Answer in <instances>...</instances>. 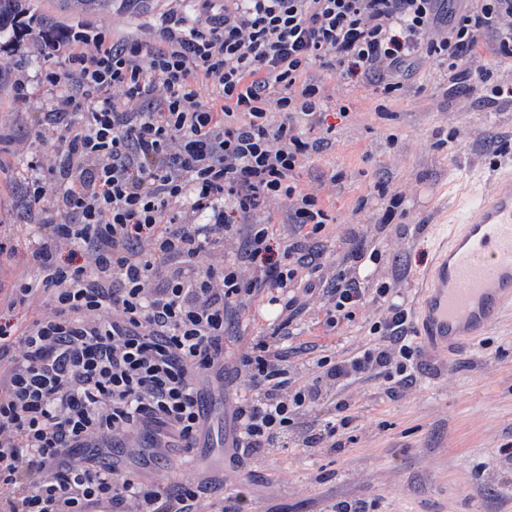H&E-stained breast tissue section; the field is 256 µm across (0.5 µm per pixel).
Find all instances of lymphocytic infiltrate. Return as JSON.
<instances>
[{"label": "lymphocytic infiltrate", "instance_id": "lymphocytic-infiltrate-1", "mask_svg": "<svg viewBox=\"0 0 512 512\" xmlns=\"http://www.w3.org/2000/svg\"><path fill=\"white\" fill-rule=\"evenodd\" d=\"M464 2L443 33L441 0H195L165 14L155 46L69 34L40 73L56 95L38 132L54 159L26 165L41 218L6 301L38 308L21 323L0 315V512H202L191 480L145 482L107 456L134 432L149 461L193 447L206 396L224 387L228 330L255 297L291 317L322 289L326 329L354 319L371 292L353 271L381 254L353 236L328 279L312 251L330 216L295 180L327 123L308 72L391 94L420 58L452 80L472 59L475 89L511 100L512 71L477 59L491 37L512 61V0ZM278 199L293 227L279 248L266 218ZM372 294L385 307L348 356L295 363L272 335L238 357L240 455L341 450L348 386L379 376L396 398L416 382L411 311L390 284Z\"/></svg>", "mask_w": 512, "mask_h": 512}]
</instances>
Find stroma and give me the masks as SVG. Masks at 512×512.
Returning a JSON list of instances; mask_svg holds the SVG:
<instances>
[{
    "instance_id": "stroma-1",
    "label": "stroma",
    "mask_w": 512,
    "mask_h": 512,
    "mask_svg": "<svg viewBox=\"0 0 512 512\" xmlns=\"http://www.w3.org/2000/svg\"><path fill=\"white\" fill-rule=\"evenodd\" d=\"M170 0L146 13L113 9L67 18V26L156 41L159 18ZM38 28L0 41V229L27 238L37 216L25 205L23 169L32 156L53 148L34 137L39 113L51 93L37 82L44 60L36 51ZM26 75L30 95L18 100L15 82ZM324 90L331 134L321 140L297 173V183L317 195L332 217L318 240L326 260L342 258L352 234L382 253L370 266V287L392 283L413 303L414 282L433 260L436 227L455 200L478 180L489 181L512 165V110L491 108L470 82L440 79L432 61H419L405 80V92L382 94L370 81L349 82L336 72L312 67ZM346 104L347 117L336 114ZM447 147H439V140ZM399 215L380 218L391 198ZM305 307L284 340L288 358L351 354L369 337L382 311L368 299L354 320L336 334L321 326L324 300L305 297ZM384 381L368 377L346 390L357 417L351 440L338 452L282 448L245 461L236 477L222 475L228 413L242 390L229 378L208 402V432L182 464V453L164 462L174 472L211 484L225 503L245 512H329L339 500L365 503L369 512H512V460L499 454L512 440V314L439 368H422L415 386L389 399Z\"/></svg>"
}]
</instances>
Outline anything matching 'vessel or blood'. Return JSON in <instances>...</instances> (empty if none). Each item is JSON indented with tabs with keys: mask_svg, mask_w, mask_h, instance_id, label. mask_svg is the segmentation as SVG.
<instances>
[{
	"mask_svg": "<svg viewBox=\"0 0 512 512\" xmlns=\"http://www.w3.org/2000/svg\"><path fill=\"white\" fill-rule=\"evenodd\" d=\"M493 193L460 196L415 302L425 350L447 359L512 311V171Z\"/></svg>",
	"mask_w": 512,
	"mask_h": 512,
	"instance_id": "vessel-or-blood-1",
	"label": "vessel or blood"
}]
</instances>
